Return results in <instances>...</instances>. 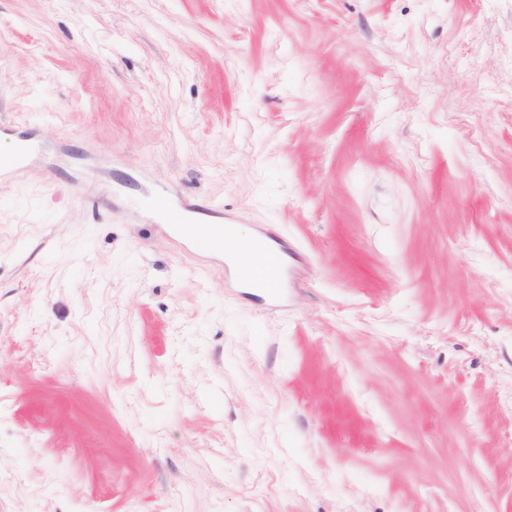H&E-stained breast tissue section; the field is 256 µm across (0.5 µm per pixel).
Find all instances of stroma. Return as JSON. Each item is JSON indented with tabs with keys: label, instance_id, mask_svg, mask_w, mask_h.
<instances>
[{
	"label": "stroma",
	"instance_id": "35a3bbf8",
	"mask_svg": "<svg viewBox=\"0 0 512 512\" xmlns=\"http://www.w3.org/2000/svg\"><path fill=\"white\" fill-rule=\"evenodd\" d=\"M26 140L0 512H512V0H0ZM153 206L164 212V217L167 224L172 226L184 224L186 213L190 212L191 204L184 202L169 204L165 200L157 199L153 201ZM235 234L234 224H206L199 225V229L194 230L192 244L194 249L201 254L210 252L216 242L230 241ZM233 265L237 278L246 282L250 288L266 293L271 299L278 297L282 288V268L275 254L266 251L259 263L249 267Z\"/></svg>",
	"mask_w": 512,
	"mask_h": 512
}]
</instances>
